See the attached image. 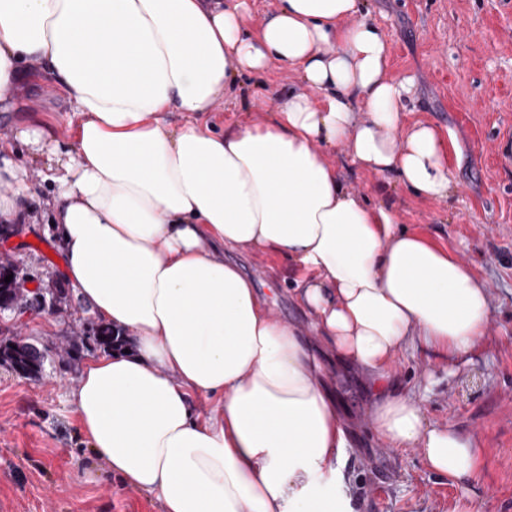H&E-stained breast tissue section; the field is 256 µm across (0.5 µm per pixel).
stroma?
Wrapping results in <instances>:
<instances>
[{
    "label": "stroma",
    "mask_w": 512,
    "mask_h": 512,
    "mask_svg": "<svg viewBox=\"0 0 512 512\" xmlns=\"http://www.w3.org/2000/svg\"><path fill=\"white\" fill-rule=\"evenodd\" d=\"M360 15L384 31L390 77L414 80L406 123L451 133L457 189L446 205L422 200L379 174L350 169L343 150L330 157L351 192L392 204L404 226L456 250L490 289V328L477 353L450 367L408 348L394 365L430 422L475 440L479 463L475 481L458 485L434 474L418 449L385 446L370 427V389L326 360L349 444L319 489L345 496L350 512H457L470 493L485 512H512V0H361ZM296 83L280 64L241 74L209 120L217 129L263 120ZM46 212L45 203L28 201L20 234L0 241V255L18 260L33 288L64 272L59 245L39 230ZM234 258L275 313L303 321L282 287L284 262L252 250ZM93 320L76 295L59 315L33 312L0 326L55 352ZM80 369L58 361L31 380L0 364V512H160L155 499L109 474L80 434L69 402Z\"/></svg>",
    "instance_id": "stroma-1"
}]
</instances>
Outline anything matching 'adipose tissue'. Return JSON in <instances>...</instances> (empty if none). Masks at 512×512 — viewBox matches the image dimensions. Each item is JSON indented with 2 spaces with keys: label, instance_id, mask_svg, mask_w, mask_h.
Masks as SVG:
<instances>
[{
  "label": "adipose tissue",
  "instance_id": "ef3b65f1",
  "mask_svg": "<svg viewBox=\"0 0 512 512\" xmlns=\"http://www.w3.org/2000/svg\"><path fill=\"white\" fill-rule=\"evenodd\" d=\"M359 10L281 0L253 29L249 0H0V109L24 112L20 82L44 76L76 122L69 143L35 116L0 137V223L20 220L34 187L19 148L45 157L65 276L134 342L85 361L72 414L161 512H342L308 494L347 444L321 366L232 259L240 249L287 260L318 341L372 389L379 438L421 449L449 481L476 473L473 438L427 421L391 369L411 346L451 365L474 354L488 287L395 208L348 191L329 157L344 149L425 200L453 193L445 137L404 126L411 82L389 77L386 38ZM274 63L299 82L275 112L208 123L239 75Z\"/></svg>",
  "mask_w": 512,
  "mask_h": 512
}]
</instances>
